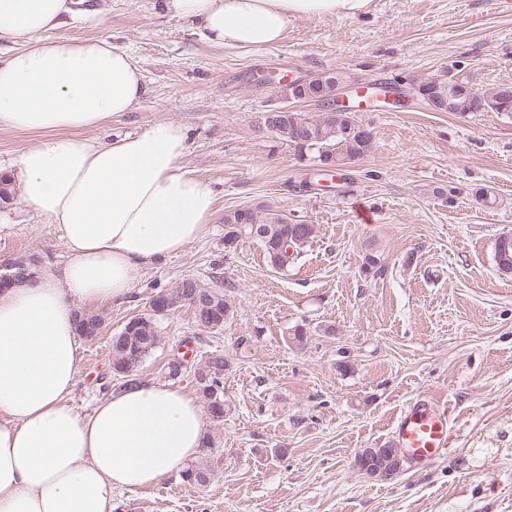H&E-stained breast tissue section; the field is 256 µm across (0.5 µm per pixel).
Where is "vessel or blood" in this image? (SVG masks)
<instances>
[{"instance_id":"b4317fda","label":"vessel or blood","mask_w":512,"mask_h":512,"mask_svg":"<svg viewBox=\"0 0 512 512\" xmlns=\"http://www.w3.org/2000/svg\"><path fill=\"white\" fill-rule=\"evenodd\" d=\"M453 437L447 404L420 395L396 419L390 444L409 458L430 460L447 451Z\"/></svg>"}]
</instances>
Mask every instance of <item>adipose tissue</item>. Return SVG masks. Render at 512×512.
Listing matches in <instances>:
<instances>
[{"instance_id":"ef3b65f1","label":"adipose tissue","mask_w":512,"mask_h":512,"mask_svg":"<svg viewBox=\"0 0 512 512\" xmlns=\"http://www.w3.org/2000/svg\"><path fill=\"white\" fill-rule=\"evenodd\" d=\"M81 0H0V129L31 134L11 173L52 224L68 258L0 289V512H114L119 491L146 490L203 452L196 396L139 381L81 414L76 305L123 301L144 271L201 240L211 186L186 169L188 137L159 120L94 138L146 92L137 60L106 39L59 40ZM372 0H162L218 46L264 48L297 17L349 18Z\"/></svg>"}]
</instances>
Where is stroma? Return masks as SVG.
Wrapping results in <instances>:
<instances>
[{
	"label": "stroma",
	"mask_w": 512,
	"mask_h": 512,
	"mask_svg": "<svg viewBox=\"0 0 512 512\" xmlns=\"http://www.w3.org/2000/svg\"><path fill=\"white\" fill-rule=\"evenodd\" d=\"M81 8L86 19L56 38L129 50L146 87L98 138L182 124L183 163L216 191L217 214L203 240L147 269L126 301L103 305L102 333L81 342L72 405L89 412L119 385L111 338L149 313L158 290L193 277L234 307L217 331L186 307L160 318V341L138 369L193 394L192 372L169 378L168 363L223 352L227 412L209 421L201 457L210 484L174 473L117 494L115 512H512V274L495 262L497 239L512 234V113L434 112L416 99L357 113L374 148L328 188L312 160L259 125L284 106L285 84L327 70L368 87L445 75L481 94L512 82V0H374L353 18L292 20L279 44L252 50L209 44L160 0ZM481 188L495 203L478 201ZM239 208L315 232L278 269L254 241L225 248L224 215ZM24 254L44 271L67 259L15 194L0 202V265ZM371 255L381 274L366 271ZM422 394L447 402L451 448L368 477L357 452L389 442L396 416Z\"/></svg>",
	"instance_id": "obj_1"
}]
</instances>
